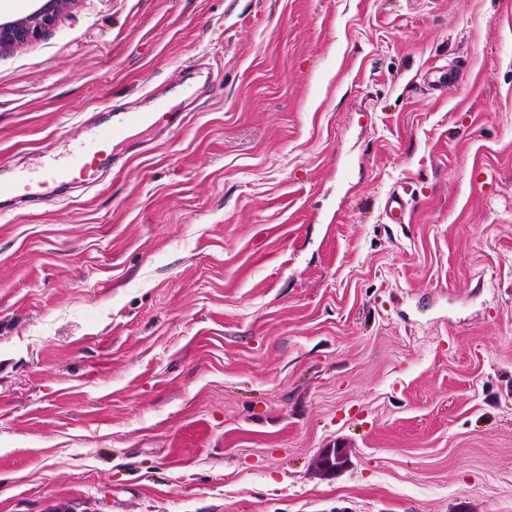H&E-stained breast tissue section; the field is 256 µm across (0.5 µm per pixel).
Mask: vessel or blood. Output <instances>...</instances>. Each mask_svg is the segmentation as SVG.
<instances>
[{"label": "vessel or blood", "mask_w": 512, "mask_h": 512, "mask_svg": "<svg viewBox=\"0 0 512 512\" xmlns=\"http://www.w3.org/2000/svg\"><path fill=\"white\" fill-rule=\"evenodd\" d=\"M162 102L149 112H116L104 128L83 134L62 155L49 158L20 176L0 180V199L27 197L41 199L63 185L77 182L90 162L101 158L106 146L121 143L126 133L137 127L156 126L163 118Z\"/></svg>", "instance_id": "b4317fda"}]
</instances>
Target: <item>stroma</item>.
I'll use <instances>...</instances> for the list:
<instances>
[{
	"instance_id": "stroma-1",
	"label": "stroma",
	"mask_w": 512,
	"mask_h": 512,
	"mask_svg": "<svg viewBox=\"0 0 512 512\" xmlns=\"http://www.w3.org/2000/svg\"><path fill=\"white\" fill-rule=\"evenodd\" d=\"M158 99L0 210V512H512V0H73L0 179ZM165 108L164 102L156 101L152 110L154 112H114L112 121L106 127L83 134L61 156H52L45 163L18 177L0 180V199H42L60 186L76 183L90 162L98 158L103 164L109 161L111 153L105 154L106 146L121 143L126 133L133 128L156 126L163 119L162 110Z\"/></svg>"
}]
</instances>
